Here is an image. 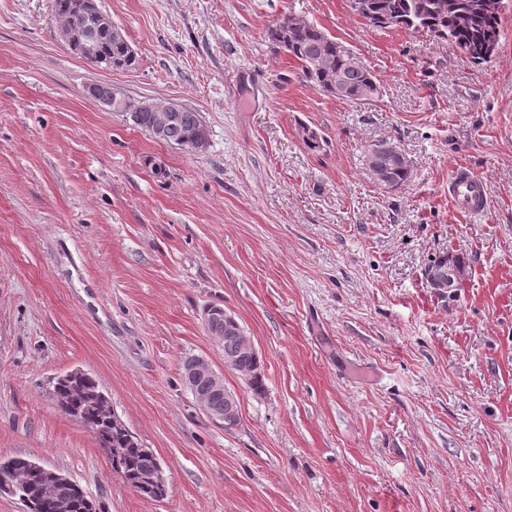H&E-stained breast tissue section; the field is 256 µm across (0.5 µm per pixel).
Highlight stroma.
I'll use <instances>...</instances> for the list:
<instances>
[{
  "label": "stroma",
  "mask_w": 512,
  "mask_h": 512,
  "mask_svg": "<svg viewBox=\"0 0 512 512\" xmlns=\"http://www.w3.org/2000/svg\"><path fill=\"white\" fill-rule=\"evenodd\" d=\"M100 4L134 68L73 55L51 0H0V458L66 474L102 512H512V9L479 65L349 0ZM288 13L379 97L304 82L267 38ZM99 83L201 112L207 150L157 140L88 97ZM380 140L414 166L392 193L366 170ZM460 167L487 183L480 217L448 195ZM446 253L466 274L444 296L425 270ZM210 306L261 355L263 394L225 370ZM188 355L223 374L237 425L185 387ZM76 369L158 455L164 498L60 411L53 382Z\"/></svg>",
  "instance_id": "1"
}]
</instances>
